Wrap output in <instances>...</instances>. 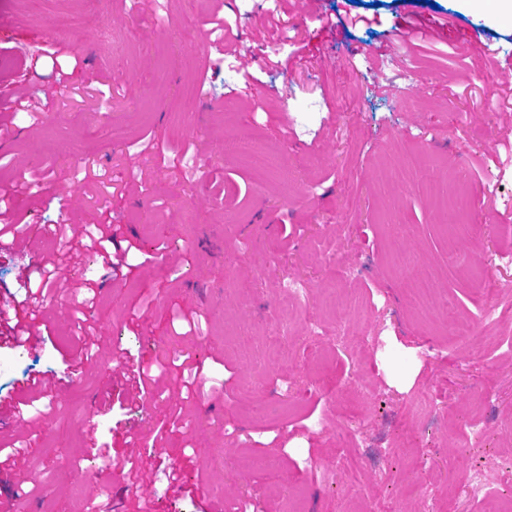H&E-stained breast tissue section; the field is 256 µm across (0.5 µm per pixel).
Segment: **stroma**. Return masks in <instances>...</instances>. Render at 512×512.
Listing matches in <instances>:
<instances>
[{"label": "stroma", "mask_w": 512, "mask_h": 512, "mask_svg": "<svg viewBox=\"0 0 512 512\" xmlns=\"http://www.w3.org/2000/svg\"><path fill=\"white\" fill-rule=\"evenodd\" d=\"M417 18L469 39L394 40ZM511 58L512 11L485 0H0V296L25 297L58 226L137 245L109 275L70 263L35 345H0V405L26 416L0 421L23 449L0 512H143L145 476L155 512H483L459 485L485 459L449 421L512 453V327L474 357L448 316L512 309ZM330 288L378 311L379 342ZM151 365L139 408L113 374Z\"/></svg>", "instance_id": "stroma-1"}]
</instances>
